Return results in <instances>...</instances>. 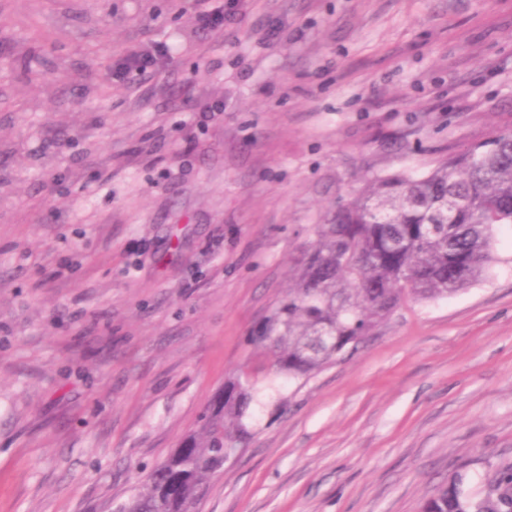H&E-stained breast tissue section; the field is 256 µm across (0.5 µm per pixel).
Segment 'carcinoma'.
Wrapping results in <instances>:
<instances>
[{"label":"carcinoma","instance_id":"1","mask_svg":"<svg viewBox=\"0 0 512 512\" xmlns=\"http://www.w3.org/2000/svg\"><path fill=\"white\" fill-rule=\"evenodd\" d=\"M512 224V132L440 161L426 174L370 180L336 207L295 273V284L248 336L258 358L224 383L199 424L145 478L119 512H187L224 472L228 452L253 435L266 363L308 380L355 349L402 302L436 301L477 281L492 261L495 231ZM424 512H512V465L497 466L482 496L460 474Z\"/></svg>","mask_w":512,"mask_h":512}]
</instances>
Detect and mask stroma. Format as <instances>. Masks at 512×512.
Returning <instances> with one entry per match:
<instances>
[{
	"instance_id": "35a3bbf8",
	"label": "stroma",
	"mask_w": 512,
	"mask_h": 512,
	"mask_svg": "<svg viewBox=\"0 0 512 512\" xmlns=\"http://www.w3.org/2000/svg\"><path fill=\"white\" fill-rule=\"evenodd\" d=\"M0 0V512H118L318 224L512 131V0ZM152 55L122 77L128 52ZM306 381L195 512H421L512 464V224Z\"/></svg>"
}]
</instances>
